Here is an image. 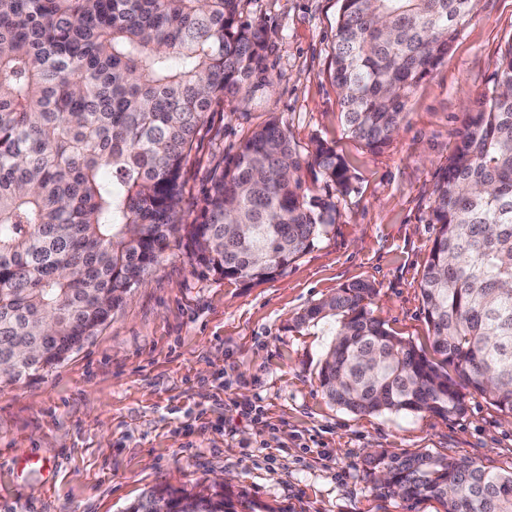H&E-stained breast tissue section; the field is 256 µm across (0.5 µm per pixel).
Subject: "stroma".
I'll list each match as a JSON object with an SVG mask.
<instances>
[{
    "label": "stroma",
    "instance_id": "stroma-1",
    "mask_svg": "<svg viewBox=\"0 0 512 512\" xmlns=\"http://www.w3.org/2000/svg\"><path fill=\"white\" fill-rule=\"evenodd\" d=\"M339 8L338 0H241L242 20L274 32V87L210 112L184 171L189 212L213 169L276 118L305 161V192L334 205L326 233L252 286L197 266L185 239L171 237L101 331L48 374L0 386V512H124L153 488L199 491L218 481L236 512H443L374 484L367 456L435 452L512 472V423L484 396H467L465 413L449 418L329 403L318 373L330 325L297 322L364 282L375 290V317L430 346L420 283L436 235L432 191L512 40V0H478L379 149L347 133L330 76ZM320 141L348 163V194L313 163Z\"/></svg>",
    "mask_w": 512,
    "mask_h": 512
}]
</instances>
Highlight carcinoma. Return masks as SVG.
Segmentation results:
<instances>
[{"instance_id":"cac0c4a2","label":"carcinoma","mask_w":512,"mask_h":512,"mask_svg":"<svg viewBox=\"0 0 512 512\" xmlns=\"http://www.w3.org/2000/svg\"><path fill=\"white\" fill-rule=\"evenodd\" d=\"M240 0H0V366L12 384L96 335L184 232L195 263L260 282L326 232L333 205L304 193L302 160L271 119L245 138L192 221L184 169L207 115L268 91V29ZM477 0H340L331 77L347 131L370 148L397 132L413 88L447 55ZM470 111L433 191L422 280L433 355L374 317L352 284L299 322L335 321L319 372L352 413L459 416L465 392L512 417V43ZM344 195L351 175L321 143ZM369 475L443 512H512V472L465 458L381 452ZM236 512L217 489H151L126 512Z\"/></svg>"}]
</instances>
